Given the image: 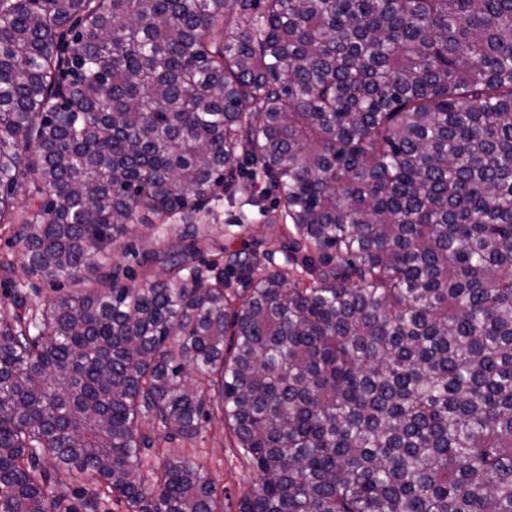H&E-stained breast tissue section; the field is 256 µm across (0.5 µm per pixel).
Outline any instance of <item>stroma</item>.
<instances>
[{
    "label": "stroma",
    "instance_id": "1",
    "mask_svg": "<svg viewBox=\"0 0 512 512\" xmlns=\"http://www.w3.org/2000/svg\"><path fill=\"white\" fill-rule=\"evenodd\" d=\"M279 199L271 182L252 177L243 169L234 186L221 198L207 203L199 214L201 237L206 238L205 259L215 258L223 251L255 255L265 267L275 269L284 263L285 239L273 232L270 220L279 215ZM185 226L180 221L167 224L151 222L130 225L126 234L118 236L99 258V271L84 273L81 282L71 280L55 286L45 281L28 265L20 248L11 241L19 227L0 224V299L12 291H20L27 308L44 306L77 292L79 288L97 286L100 273H116L122 286L134 287L144 281L145 273L153 271L154 259L171 250ZM142 433L150 436L153 452L143 457V468H159L160 449L180 448L194 452L200 465L224 494V512H238L239 501L249 492L256 477L243 463L234 448L233 437L225 430L220 412H213L194 438L168 439L166 431L154 422L140 424Z\"/></svg>",
    "mask_w": 512,
    "mask_h": 512
}]
</instances>
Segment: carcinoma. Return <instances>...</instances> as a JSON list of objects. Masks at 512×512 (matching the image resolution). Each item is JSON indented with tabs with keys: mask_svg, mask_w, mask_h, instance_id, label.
Here are the masks:
<instances>
[{
	"mask_svg": "<svg viewBox=\"0 0 512 512\" xmlns=\"http://www.w3.org/2000/svg\"><path fill=\"white\" fill-rule=\"evenodd\" d=\"M0 0V223L55 284L148 210L187 224L136 288L0 308V512H223L151 418L215 402L239 512H512V0ZM284 269L201 261L243 165ZM38 209L14 215L20 179ZM51 460L53 470L40 465Z\"/></svg>",
	"mask_w": 512,
	"mask_h": 512,
	"instance_id": "1",
	"label": "carcinoma"
}]
</instances>
